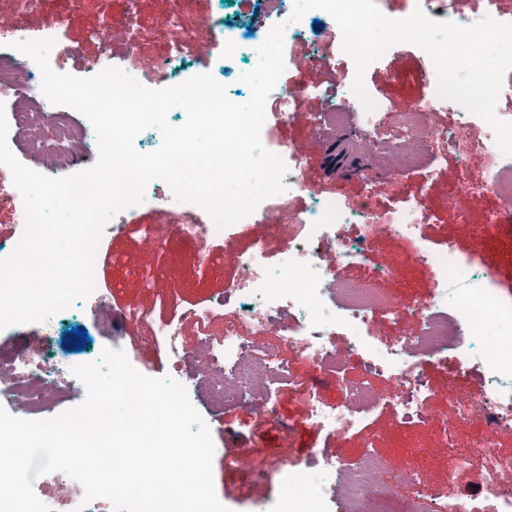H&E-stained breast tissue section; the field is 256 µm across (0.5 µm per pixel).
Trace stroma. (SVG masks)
<instances>
[{"instance_id":"stroma-1","label":"stroma","mask_w":512,"mask_h":512,"mask_svg":"<svg viewBox=\"0 0 512 512\" xmlns=\"http://www.w3.org/2000/svg\"><path fill=\"white\" fill-rule=\"evenodd\" d=\"M53 16L68 23L70 37L77 48L73 59L54 60V71L77 77L98 59L111 57L128 63L133 56L164 55L171 39L169 15L171 0H141V22L135 31V44L116 38L107 43L88 40V29L112 23L120 27L122 17L114 9L113 0H50ZM249 5L243 0H191L183 11L185 27H195L201 16L233 22L247 14ZM354 76L351 58L337 60L335 67H311L296 72L286 67L282 84L301 79L306 83L330 89L349 83ZM431 65L424 54L408 43L396 46L383 60L366 70L364 83L377 96L391 102L400 111L422 104L432 86ZM318 98H301L298 116L279 126L276 141L287 144L305 161L306 189L288 201L289 208L300 209L313 200L340 196L358 199L364 185H372L377 210L386 212L398 207L407 197L418 195L432 214L430 223L421 229L427 246L443 247L454 239L459 252L480 268L496 267L500 277L496 283L499 294L512 298V236L488 233L484 229L485 214L498 212L502 204L495 194H487L474 206L469 223H461L456 206L448 195L463 173L461 160L464 144L449 149L442 166L433 175L419 168L391 175L373 169L370 156L364 150L353 151L344 160H335L336 144L312 130L308 115L320 111ZM131 229L116 235L104 230V250L98 260V278L103 298L112 313L108 322H99L79 310L68 311L53 323V350L68 360L80 361L91 350H103L112 343L120 344L129 362L139 372L153 377H182L185 384L194 382L197 362L176 367L159 333L160 321L171 318L176 307L194 305L205 309L216 305L224 291L237 278L240 270L236 253L263 246L270 262L280 256V241L269 224H251L244 236L236 238L231 247L223 243L210 244L212 259L202 258L199 243L181 237L168 225V216L153 207L138 209L126 217ZM165 225L163 236H144L137 225ZM150 311V320L134 318V311ZM87 332L90 341L85 349L75 350L63 334L72 327ZM281 353L293 376V382L282 385L273 416L262 417L237 405L216 409L209 398L191 391L189 398L209 427L214 446L213 479L215 491L230 512H254L256 505H273L279 491L277 477L281 463L311 471L322 463L323 454H341L349 464H357L363 453L379 456L384 468L379 476L382 492L373 504V512H406L407 490L394 487L395 475L407 467L420 473L422 484L435 497L449 488H471L484 480V464L472 458L461 470L450 469V462L462 452L468 436L485 439L497 452L512 457V433L500 434L488 429L477 419L461 426L456 439L443 433V420L456 412L457 399L479 391L483 385L480 373H458L453 366L426 364L424 370L430 385V408L436 420L402 424L394 408L382 407L362 428L343 439H335L326 431L312 426L300 402L298 381L318 387L322 399L330 404L339 399L333 378L312 366L296 349L282 345ZM456 391V400H449V391ZM242 450L247 462L227 466L225 451Z\"/></svg>"}]
</instances>
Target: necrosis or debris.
<instances>
[{"label": "necrosis or debris", "mask_w": 512, "mask_h": 512, "mask_svg": "<svg viewBox=\"0 0 512 512\" xmlns=\"http://www.w3.org/2000/svg\"><path fill=\"white\" fill-rule=\"evenodd\" d=\"M189 0H177L170 25L179 37L170 43L159 64L130 69L129 74L149 88L178 84L192 75L182 45L188 33L181 13ZM19 10L0 16V102L4 103L9 123V146L19 160L50 177L69 172L77 163L93 165L98 157L97 138L87 119L77 118L75 110L51 104L41 91L38 65L15 50L16 42L28 40L22 25L26 13L42 11L45 0H17ZM294 0H259L256 15L238 25H225L204 19L212 36L224 44L222 67L228 91L249 95L235 69L238 56L256 51L271 28V18L286 22L288 39L305 38L302 23H290ZM325 101L324 110L311 113L310 124L323 132L338 127L364 131V146L374 151L379 167L399 173L412 166L434 173L443 158L434 142L455 147L465 135H472L471 155L463 159L470 166L471 156L495 154L498 165L485 175L465 178L456 196L462 201L492 192L503 202L512 201V157L499 154L493 129L481 117L452 100L431 92L429 99L409 112H397L384 100H377L374 111H366L352 88L326 91L297 81L276 85L270 95L277 111L267 113L261 130L266 149L279 155L285 165V190L265 199L247 220L274 224L281 241L277 267H268L261 249L240 253L236 262L241 274L224 293L226 313L224 334L201 338L187 348L180 324L214 317L215 309L193 306L180 310L178 322H165L161 334L176 358L189 352L203 353L198 383L219 405L236 404L257 413H273L275 386L283 380L288 366L279 346L265 342V334L276 331L280 315L289 318L285 337L302 356L319 368H336L345 359L363 361L370 373L387 375L385 389L374 390L365 383L338 380L341 397L336 404L323 402L317 387L302 385L301 401L311 424L336 437L346 436L360 427L384 405L397 409L403 423L422 422L429 417V384L422 372L430 362H454L460 368L479 371L484 388L457 405L461 420L477 419L488 428L512 432V333L487 337L494 323L512 321V302L502 300L495 281L487 270L467 267L454 242L433 250L417 243L420 224L429 222L430 212L421 197L406 200L389 218L378 217L370 194L353 203L341 197H328L314 208L301 212L288 208V200L306 188L304 160L287 146L276 144L274 129L297 114L301 95ZM445 106L454 111L456 121L449 127L435 124L433 109ZM145 204L176 206L181 236L207 245L214 240L232 245L231 228H218L214 222L197 223L195 207L176 203L168 185L160 180L149 183ZM414 242L411 254H390L372 262L368 248L370 236ZM406 266L426 267L433 272V290L424 300L406 304L397 294L380 289L379 284L397 277ZM365 268L368 278L353 280L349 270ZM414 315L418 328L412 334H398L377 340L373 333L377 319L401 321ZM86 388L72 372L69 361L47 357L44 353L21 351L10 366H0V398L6 400L18 417L46 419L56 407L84 396ZM471 454L461 455L458 466L468 464L471 455L485 464V480L478 493L453 489L444 498H430L415 472L402 471L400 483L413 493L408 512H512V457L499 455L484 440L471 443ZM381 464L364 455L357 467H348L340 456L328 455L322 473L311 486L294 484L291 471L283 473V491L274 512H327L328 505L340 503L343 512H370L377 492Z\"/></svg>", "instance_id": "obj_1"}]
</instances>
